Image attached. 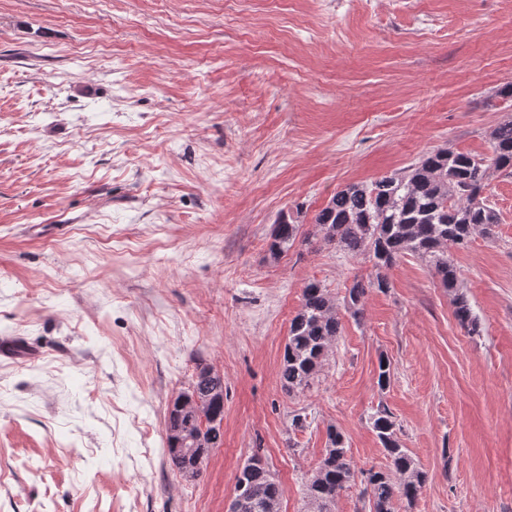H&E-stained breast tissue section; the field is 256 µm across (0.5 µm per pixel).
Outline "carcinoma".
Masks as SVG:
<instances>
[{
	"label": "carcinoma",
	"instance_id": "obj_1",
	"mask_svg": "<svg viewBox=\"0 0 512 512\" xmlns=\"http://www.w3.org/2000/svg\"><path fill=\"white\" fill-rule=\"evenodd\" d=\"M509 102L501 121L487 132L491 156L481 157L451 146L424 153L408 168L370 182H353L329 199L314 216V234L336 250L371 263L368 280L354 279L344 296L351 316L363 315L367 290L389 287L388 272L406 254L429 263L443 287L451 292L457 325L470 336L481 332L469 297L463 292L448 248L464 247L476 235H491L499 223L497 210L483 196L495 176H512V81L495 92ZM301 237L296 218L282 213L272 225L269 258L277 261ZM336 297L321 282L309 281L301 305L290 320L280 382L294 392L309 388L318 378L340 334ZM224 378L209 364L196 362L189 387L167 408L166 447L170 466L180 473L187 466L179 451L183 440L203 452L223 444ZM372 431L386 453L384 469L357 468L348 455L345 436L327 428V448L306 481L309 512H333L340 493L355 481L365 485L370 512H395L403 500L411 510L428 474L405 448L392 412L380 406L370 418ZM284 487L261 460L243 466L236 477L235 498L246 502L242 512H274Z\"/></svg>",
	"mask_w": 512,
	"mask_h": 512
}]
</instances>
